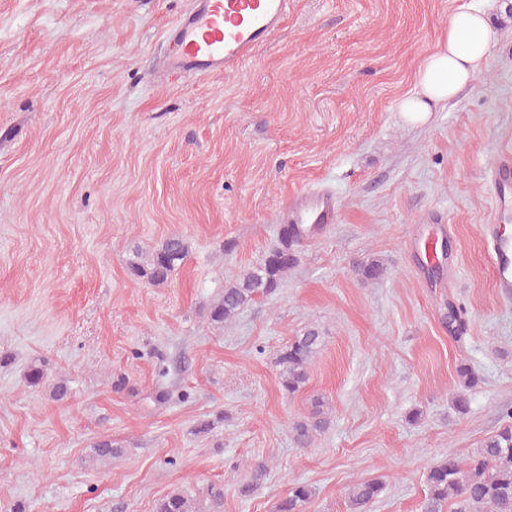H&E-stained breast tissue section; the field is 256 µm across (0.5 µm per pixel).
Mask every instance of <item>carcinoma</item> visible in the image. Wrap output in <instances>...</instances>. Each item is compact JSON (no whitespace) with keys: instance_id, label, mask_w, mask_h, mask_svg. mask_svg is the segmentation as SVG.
<instances>
[{"instance_id":"1","label":"carcinoma","mask_w":512,"mask_h":512,"mask_svg":"<svg viewBox=\"0 0 512 512\" xmlns=\"http://www.w3.org/2000/svg\"><path fill=\"white\" fill-rule=\"evenodd\" d=\"M310 238L312 235L303 224L283 225L278 244L261 262L240 270L224 285V291L209 305L210 320L222 325L230 323L257 299L274 294L288 272L297 265L299 248ZM188 251L183 237L171 235L148 255L135 253L134 259L129 261V269L134 276L152 285H163L184 261ZM385 272L384 263L376 257H370L356 267V274L364 283L380 279ZM323 339L324 334L319 328L307 326L277 351L282 392L293 396L304 388L309 379V366ZM506 416L511 423L486 438L475 454L464 459L450 452L428 467L422 512H512V412ZM328 425L324 402L316 398L306 419L291 424V433L299 447L307 448ZM267 476V465L262 461L255 463L248 478L238 485V494L244 498L253 496L262 489ZM383 491L384 483L377 478L354 483L348 492L347 512H370ZM313 495L309 485L295 483L288 495L275 504L274 512H304L305 504ZM156 512L201 510L192 499L173 493L159 501Z\"/></svg>"}]
</instances>
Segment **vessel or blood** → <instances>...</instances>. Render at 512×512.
I'll return each mask as SVG.
<instances>
[{"label": "vessel or blood", "instance_id": "vessel-or-blood-1", "mask_svg": "<svg viewBox=\"0 0 512 512\" xmlns=\"http://www.w3.org/2000/svg\"><path fill=\"white\" fill-rule=\"evenodd\" d=\"M291 0H196L195 7L175 25L176 49L163 63L165 69L187 74L229 72L249 61L257 49L280 28ZM487 184L494 196V213L483 227V238L493 268L494 286L512 295V232L505 220L512 215V150L496 156L488 169ZM338 211L335 197L310 192L292 200L293 224H332Z\"/></svg>", "mask_w": 512, "mask_h": 512}]
</instances>
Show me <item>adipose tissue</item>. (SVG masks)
I'll list each match as a JSON object with an SVG mask.
<instances>
[{"instance_id": "ef3b65f1", "label": "adipose tissue", "mask_w": 512, "mask_h": 512, "mask_svg": "<svg viewBox=\"0 0 512 512\" xmlns=\"http://www.w3.org/2000/svg\"><path fill=\"white\" fill-rule=\"evenodd\" d=\"M497 39V30L480 5L450 15L434 51L422 63L414 92L398 104L403 121L425 124L435 106L455 97L484 68Z\"/></svg>"}]
</instances>
